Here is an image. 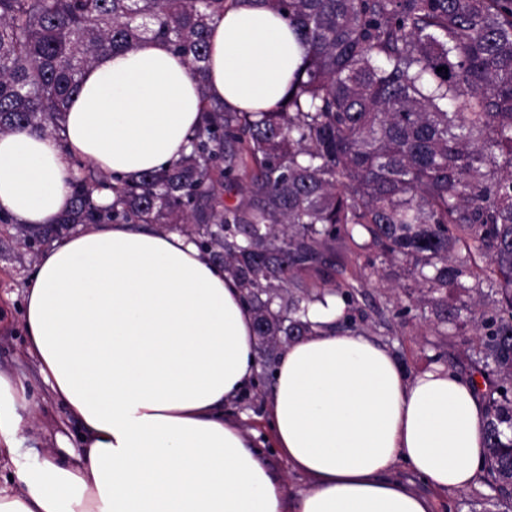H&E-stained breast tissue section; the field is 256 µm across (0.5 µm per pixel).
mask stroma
I'll return each instance as SVG.
<instances>
[{
	"label": "stroma",
	"instance_id": "stroma-1",
	"mask_svg": "<svg viewBox=\"0 0 512 512\" xmlns=\"http://www.w3.org/2000/svg\"><path fill=\"white\" fill-rule=\"evenodd\" d=\"M337 282L354 287L353 318H366L367 331L386 345L408 375H415L442 357L457 371H465V344L474 335L468 317L457 326L437 324L429 309L415 301L414 283L404 265L378 262L374 252L345 244L336 248ZM36 257L11 233L0 228V372L22 378L33 405V418L25 430V445L65 461L61 446L76 443L81 429L68 418L62 401L46 386L38 365L27 352L21 325L25 282ZM270 382L258 379L231 406L236 422L249 432L265 433L264 417Z\"/></svg>",
	"mask_w": 512,
	"mask_h": 512
}]
</instances>
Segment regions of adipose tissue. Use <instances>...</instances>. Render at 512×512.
<instances>
[{
	"mask_svg": "<svg viewBox=\"0 0 512 512\" xmlns=\"http://www.w3.org/2000/svg\"><path fill=\"white\" fill-rule=\"evenodd\" d=\"M303 48L255 0L211 25L205 87L167 43L103 50L60 135H0V211L56 222L78 162L125 181L179 159L201 97L274 107ZM344 306L279 354L266 403L273 448L308 486L289 497L225 406L258 371L253 313L193 239L147 224H80L40 254L25 290L27 351L81 428L67 464L19 455L29 406L0 375V512H435L434 493L470 488L485 465L477 387L438 362L406 375L365 333L335 328ZM404 463L430 492L394 478Z\"/></svg>",
	"mask_w": 512,
	"mask_h": 512,
	"instance_id": "adipose-tissue-1",
	"label": "adipose tissue"
}]
</instances>
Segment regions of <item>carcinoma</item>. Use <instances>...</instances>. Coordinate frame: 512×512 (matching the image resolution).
Returning a JSON list of instances; mask_svg holds the SVG:
<instances>
[{
	"label": "carcinoma",
	"mask_w": 512,
	"mask_h": 512,
	"mask_svg": "<svg viewBox=\"0 0 512 512\" xmlns=\"http://www.w3.org/2000/svg\"><path fill=\"white\" fill-rule=\"evenodd\" d=\"M233 0H0V134L58 136L97 53L168 43L203 83L214 19ZM305 48L284 101L232 112L202 99L187 152L126 182L80 165L71 208L17 228L32 248L77 224H184L236 279L260 344L313 327L310 305L336 244L401 260L437 319L468 310L478 337L469 376L485 390L482 512L512 504V0H259ZM446 67L448 72L436 68ZM115 195L100 205L95 193ZM236 192L229 203L224 193ZM486 284L492 306L441 291Z\"/></svg>",
	"instance_id": "1"
}]
</instances>
